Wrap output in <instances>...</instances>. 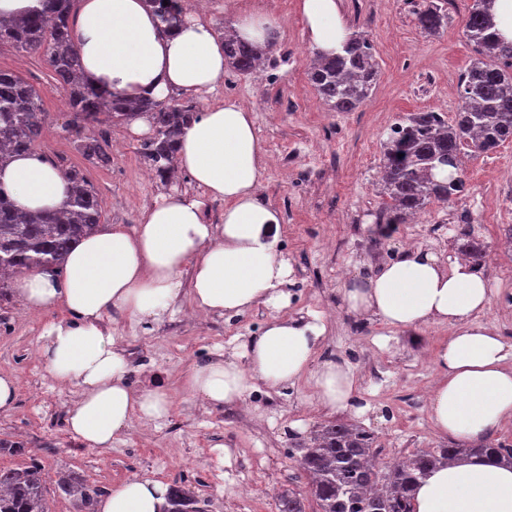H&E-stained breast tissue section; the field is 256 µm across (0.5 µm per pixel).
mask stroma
<instances>
[{
	"instance_id": "stroma-1",
	"label": "stroma",
	"mask_w": 512,
	"mask_h": 512,
	"mask_svg": "<svg viewBox=\"0 0 512 512\" xmlns=\"http://www.w3.org/2000/svg\"><path fill=\"white\" fill-rule=\"evenodd\" d=\"M276 16L281 31L262 66L248 73L227 71L200 105L227 99L253 113L267 155L259 187L262 199L283 215L280 248L290 263L294 285L282 308L260 305L229 319L194 315L190 297L178 311L159 322H135L112 314L108 323L123 349H143L133 367L135 389L162 387L171 403L167 418L147 425L132 420L109 448H92L66 426L79 400L74 387H61L40 358L31 352L44 328L63 318V309L35 313L17 296L0 303V374L12 376L14 407L0 413V439L19 441L29 450L22 457L0 454L4 469L37 458L49 480L70 471L106 489L132 476L185 481L203 498L209 512H277L279 494L293 489L305 496L306 512L317 505L306 497L307 479L296 463L292 423L313 428L342 419L374 432L386 456H407L448 441L429 417L428 398L439 371L438 347L451 329L431 324L419 331L388 332L380 324L346 309L342 291L369 269L393 259L407 245L455 254L458 225H472L498 262L483 267L491 290L489 308L480 317L512 343V248L503 229L512 225V143L496 154L465 158L467 193L445 204H433L418 219L398 225L379 247H371L379 194L383 143L391 126L413 112L453 115L461 105L459 76L473 55L462 30L473 0H448V26L428 35L418 28L409 0H343L353 31L371 41L379 79L370 96L352 112H332L307 77L312 47L304 37L298 0H245ZM0 68L18 72L41 89L49 114L39 152L62 151L63 164L80 168L99 193L102 223H138L170 187L143 179L146 169L140 138L123 125L108 127L113 145L110 166L99 167L77 150L64 131L69 120L65 92L46 60L36 54L0 50ZM317 313L328 332L310 366L293 383L271 389L256 383L247 397L249 419L240 422L239 405L213 406L188 391L194 367L230 359L246 337L259 335L275 316ZM345 362L355 371L363 415L324 407L316 376L323 363ZM385 379H378V369Z\"/></svg>"
}]
</instances>
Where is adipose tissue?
Instances as JSON below:
<instances>
[{
  "label": "adipose tissue",
  "mask_w": 512,
  "mask_h": 512,
  "mask_svg": "<svg viewBox=\"0 0 512 512\" xmlns=\"http://www.w3.org/2000/svg\"><path fill=\"white\" fill-rule=\"evenodd\" d=\"M305 36L316 50L339 52L350 34L340 0H300ZM278 20L256 9H238V38L262 45ZM71 42L86 80L129 99L165 98L172 91L201 95L223 80L224 43L212 25L189 17L160 32L146 0H80ZM175 166L197 195L172 192L145 210L138 224H113L87 235L69 254L64 271L51 268L15 275L17 296L34 312L65 308L49 323L39 355L54 380L80 389L68 429L93 448L111 447L133 418L160 420L170 402L162 388L131 387L122 350L106 323L112 313L154 322L174 312L182 274L190 272L197 311L230 318L259 305L282 307L291 267L279 251L280 211L259 194L266 154L252 113L236 100L207 107L181 139ZM69 184L58 169L34 154L13 155L0 169V190L25 211L53 210ZM224 205L211 223L209 205ZM348 311L389 330L448 324L452 333L436 353L440 377L429 398L430 419L440 433L461 439L489 436L512 418V344L479 316L491 303L483 274L467 260L440 259L409 248L344 291ZM327 333L317 315L272 318L241 346L240 361L194 369L187 387L221 406L239 403L255 382L280 387L303 373ZM316 384L330 409L353 406L355 376L346 364L327 363ZM168 485L133 477L102 498L100 512H162ZM415 512H512V465L480 458L447 463L416 488Z\"/></svg>",
  "instance_id": "ef3b65f1"
}]
</instances>
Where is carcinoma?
Listing matches in <instances>:
<instances>
[{"mask_svg": "<svg viewBox=\"0 0 512 512\" xmlns=\"http://www.w3.org/2000/svg\"><path fill=\"white\" fill-rule=\"evenodd\" d=\"M77 0H43V8L21 18L0 22V48L40 54L54 80L67 91L69 125L85 131L78 150L95 164L111 163L108 140L97 127L107 122L127 124L149 120L152 134L143 142V157L160 181L175 167V151L185 126L199 115L190 102L169 96L164 100H129L110 88L81 77V58L70 41V19ZM165 28L184 21L181 0H150ZM492 0H474L464 36L475 55L461 72L463 105L454 117L438 112H413L391 127L381 160V194L386 198L377 217L373 244L389 238L396 225L426 210L466 194L461 176L466 153L491 154L512 143V41L492 32ZM415 16L429 35L448 23L441 0H418ZM266 50L233 35L224 36V57L232 70H254ZM379 67L365 35H352L341 52L323 55L308 69V79L332 112H352L371 94ZM48 112L43 93L15 72L0 68V167L13 154L36 149L46 131ZM448 166L439 181L435 170ZM71 191L61 210L26 213L0 193V302L10 296L7 277L47 266H62L73 246L101 223L96 189L75 168L65 170ZM456 249L479 265L487 245L469 225L455 236ZM373 432L343 420H324L308 436L294 438L300 468L310 477L307 494L318 512H413L416 486L444 462L465 457L512 461V445L485 437L479 441L450 440L432 450H418L403 464L381 466ZM55 491L74 498L75 512H98L107 494L100 486L73 473H62ZM48 478L35 459L22 467L0 469V512H48ZM165 512H205L196 493L173 482ZM278 512H305L303 495L288 490L278 500Z\"/></svg>", "mask_w": 512, "mask_h": 512, "instance_id": "obj_1", "label": "carcinoma"}]
</instances>
